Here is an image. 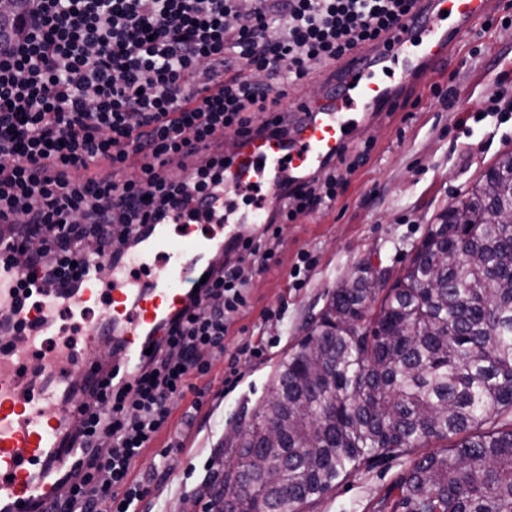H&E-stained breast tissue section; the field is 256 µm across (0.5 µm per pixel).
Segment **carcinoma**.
I'll use <instances>...</instances> for the list:
<instances>
[{"label":"carcinoma","instance_id":"cac0c4a2","mask_svg":"<svg viewBox=\"0 0 512 512\" xmlns=\"http://www.w3.org/2000/svg\"><path fill=\"white\" fill-rule=\"evenodd\" d=\"M443 212L392 287L340 283L292 345L224 467V512H303L364 463L455 439L412 462L381 512H512V152ZM451 254L448 265L433 258Z\"/></svg>","mask_w":512,"mask_h":512}]
</instances>
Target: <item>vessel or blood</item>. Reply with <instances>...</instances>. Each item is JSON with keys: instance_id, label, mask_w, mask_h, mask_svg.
<instances>
[{"instance_id": "1", "label": "vessel or blood", "mask_w": 512, "mask_h": 512, "mask_svg": "<svg viewBox=\"0 0 512 512\" xmlns=\"http://www.w3.org/2000/svg\"><path fill=\"white\" fill-rule=\"evenodd\" d=\"M496 0H417L413 16L396 31L382 52L362 47L317 73L324 94L310 100L288 98L287 131L237 138L224 147L223 222L229 235L244 224H265L281 205L284 182L311 179L359 125L389 111L392 102L422 70L439 68L456 40L479 26ZM255 191L257 202L238 210L237 197ZM171 240L164 225L143 228L134 252L103 265L88 260L81 285L68 290L35 289V306L20 313L36 336L88 331L123 345L126 372L145 359L147 335L162 319L180 310L198 285L210 248L193 227ZM109 278H102V267ZM98 310L97 325L82 317ZM77 347L30 367L13 350H0V512H32L53 496V474L69 468L79 455L67 435L78 418L81 391L74 373Z\"/></svg>"}]
</instances>
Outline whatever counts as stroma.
<instances>
[{"mask_svg":"<svg viewBox=\"0 0 512 512\" xmlns=\"http://www.w3.org/2000/svg\"><path fill=\"white\" fill-rule=\"evenodd\" d=\"M437 85L451 87V104L433 98ZM498 89L512 92V24L496 22L461 37L438 72L398 98L396 111L352 136L347 161L336 169L335 203L282 224L271 242L280 266L249 281L248 305L230 321L223 351L207 353L209 372L197 381L206 391L202 406L174 400L170 429L137 463L135 477L151 487L138 512H206L203 484L235 458L228 438L237 424L251 421L273 387L277 363L341 278L369 256L404 270L437 216L465 200L497 158L512 151V112L483 109ZM302 251L312 264L297 288L289 272ZM246 343L257 354H241ZM425 453L413 448L365 464L307 512H378L410 460Z\"/></svg>","mask_w":512,"mask_h":512,"instance_id":"35a3bbf8","label":"stroma"}]
</instances>
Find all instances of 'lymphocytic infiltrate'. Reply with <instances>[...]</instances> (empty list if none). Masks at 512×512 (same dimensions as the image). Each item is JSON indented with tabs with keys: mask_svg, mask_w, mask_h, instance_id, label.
<instances>
[{
	"mask_svg": "<svg viewBox=\"0 0 512 512\" xmlns=\"http://www.w3.org/2000/svg\"><path fill=\"white\" fill-rule=\"evenodd\" d=\"M17 40L0 46V266L40 238L27 265L47 288H74L77 237L134 240L170 215L209 216L224 156L193 158L225 131L278 133L269 111L291 84L389 36L413 0H253L248 29L228 24L238 0H27ZM180 163L182 174L170 176ZM336 200L328 172L286 191L281 221ZM238 238L200 293L156 327L152 352L128 383L98 367L72 437L87 448L60 478L47 512H136L148 486L133 470L170 424L173 398L203 397L202 352L224 348L245 286L277 264L269 240Z\"/></svg>",
	"mask_w": 512,
	"mask_h": 512,
	"instance_id": "1",
	"label": "lymphocytic infiltrate"
}]
</instances>
